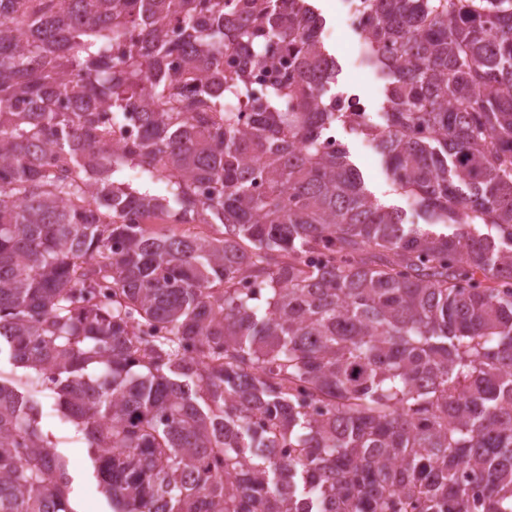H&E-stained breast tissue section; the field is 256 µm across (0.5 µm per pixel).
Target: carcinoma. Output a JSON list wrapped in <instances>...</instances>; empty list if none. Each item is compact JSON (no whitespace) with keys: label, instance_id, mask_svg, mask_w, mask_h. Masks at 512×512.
Instances as JSON below:
<instances>
[{"label":"carcinoma","instance_id":"carcinoma-1","mask_svg":"<svg viewBox=\"0 0 512 512\" xmlns=\"http://www.w3.org/2000/svg\"><path fill=\"white\" fill-rule=\"evenodd\" d=\"M369 8L376 150L422 224L323 147L371 128L308 0H0V354L51 372L112 512H512V0ZM276 41L243 131L224 53ZM0 512H71L2 379ZM148 227L160 234H198L201 236H219L222 227L216 224H175L171 219L161 216L148 220Z\"/></svg>","mask_w":512,"mask_h":512}]
</instances>
